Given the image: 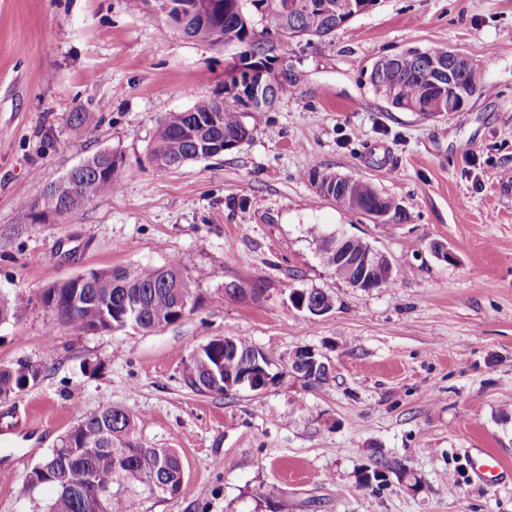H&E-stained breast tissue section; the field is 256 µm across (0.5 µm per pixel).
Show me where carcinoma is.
<instances>
[{"label": "carcinoma", "instance_id": "carcinoma-1", "mask_svg": "<svg viewBox=\"0 0 512 512\" xmlns=\"http://www.w3.org/2000/svg\"><path fill=\"white\" fill-rule=\"evenodd\" d=\"M175 4L166 17L180 25L188 18L183 33L212 43H239L249 47L250 54L262 50L258 35L250 24V15L266 19L271 30L285 38L308 37L319 40L333 36L345 26L352 12L344 11L346 0H144L157 10L166 2ZM434 58L448 67V49L420 51L406 49L376 62L369 81L376 91L395 108L433 115L448 111L440 104L435 85L428 80L427 59ZM267 61H255L231 76L232 102L207 99L197 102L187 112H176L160 121L152 160L156 170L166 173L189 160L207 158V149L244 142L252 128L245 118L258 122L263 110L244 102L250 72H268ZM456 79L465 85L471 96L489 92V87L472 71H459ZM122 158L95 153L85 160V167L73 182L60 187L53 183L43 193L30 199L22 197L19 209L34 221L70 215L86 202L112 192L115 179L122 171ZM317 196L332 199L348 208L357 205L362 212L376 208L390 215L395 223L406 219L400 205L391 197L377 192L370 184L352 179L338 182L332 173L313 167L307 173ZM318 251L336 278L346 279L338 264L334 238L319 239ZM186 261L179 260L162 267L97 270L91 282L72 279L51 286L44 293L45 304L55 314L82 331L118 330L132 323L145 331L165 322L172 323L177 299L191 300V290L183 276ZM79 294L83 307L72 316L65 299ZM237 354L224 352L215 343L195 356L186 366L188 384L199 392H225L213 388L211 369L224 366V379L237 378L241 365L250 359L255 347L235 340ZM41 369H31L28 362L0 368V399H8L37 383ZM74 469L89 472L91 480L83 487L73 488L66 482V473ZM183 465L174 448H143L137 417L128 410L102 406L97 412L80 419L79 428L69 430L57 447L29 473L27 485L40 484L52 490V497L41 512H152V508L176 495L182 486ZM401 479L405 465L395 462L386 470H366L358 478L359 485L370 488L388 481V474ZM112 489L108 499L99 497L102 489Z\"/></svg>", "mask_w": 512, "mask_h": 512}]
</instances>
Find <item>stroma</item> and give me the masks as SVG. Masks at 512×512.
I'll list each match as a JSON object with an SVG mask.
<instances>
[{"mask_svg": "<svg viewBox=\"0 0 512 512\" xmlns=\"http://www.w3.org/2000/svg\"><path fill=\"white\" fill-rule=\"evenodd\" d=\"M252 24L271 79L297 95L239 148L160 174L159 121L226 98L248 47L187 38L145 0H0V295L22 300L0 324V366L42 370L0 400V512H37L51 491L27 490L28 473L105 404L138 417L144 447L181 456L182 488L154 512H512V0H377L323 41ZM439 47L469 56L491 93L427 119L374 91L380 58ZM100 151L123 159L109 195L63 219L22 216L20 196ZM313 167L369 182L405 220L317 198ZM330 232L384 253L390 286L337 279L317 251ZM179 256L192 307L153 331L85 333L43 302L85 270ZM312 288L332 311L291 309L290 292ZM224 336L268 353L279 379L191 389L186 365ZM301 347L327 358L325 382L286 374ZM473 448L501 479L469 476ZM397 461L404 479L360 487Z\"/></svg>", "mask_w": 512, "mask_h": 512, "instance_id": "1", "label": "stroma"}]
</instances>
